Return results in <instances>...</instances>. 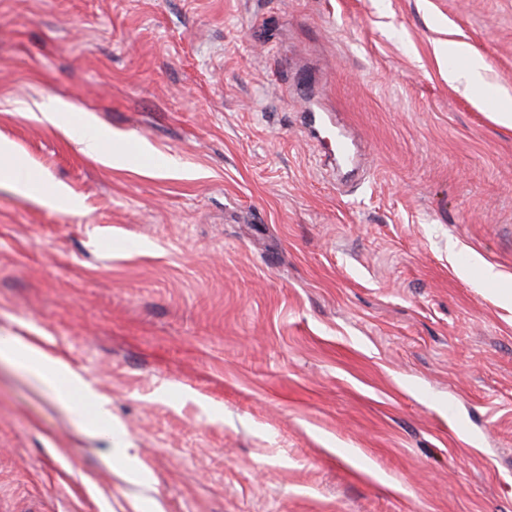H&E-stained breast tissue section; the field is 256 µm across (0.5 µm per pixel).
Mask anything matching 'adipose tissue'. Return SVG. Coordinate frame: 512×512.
<instances>
[{"label":"adipose tissue","mask_w":512,"mask_h":512,"mask_svg":"<svg viewBox=\"0 0 512 512\" xmlns=\"http://www.w3.org/2000/svg\"><path fill=\"white\" fill-rule=\"evenodd\" d=\"M1 357L23 366L43 382L60 404L70 406V388L80 384L81 379L67 364L48 357L38 347L19 338L0 347Z\"/></svg>","instance_id":"1"}]
</instances>
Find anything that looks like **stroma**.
<instances>
[{
    "label": "stroma",
    "instance_id": "obj_1",
    "mask_svg": "<svg viewBox=\"0 0 512 512\" xmlns=\"http://www.w3.org/2000/svg\"><path fill=\"white\" fill-rule=\"evenodd\" d=\"M504 98L512 0H0V141L77 203L0 182V342L84 384L0 359V512H512ZM70 139L80 146L81 151L96 157L104 165L112 166L113 164L114 166L121 162L120 156L110 150L100 139H85L76 134L71 135ZM1 357L17 362L37 376L64 407L69 408L71 404L69 386L82 385L81 378L67 364L48 357L38 347L20 338H13L3 348L0 347Z\"/></svg>",
    "mask_w": 512,
    "mask_h": 512
}]
</instances>
